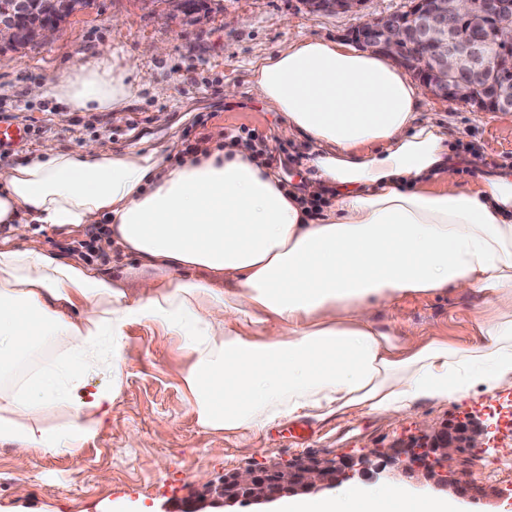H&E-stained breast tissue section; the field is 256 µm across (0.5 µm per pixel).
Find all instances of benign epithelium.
I'll return each instance as SVG.
<instances>
[{
	"instance_id": "1",
	"label": "benign epithelium",
	"mask_w": 512,
	"mask_h": 512,
	"mask_svg": "<svg viewBox=\"0 0 512 512\" xmlns=\"http://www.w3.org/2000/svg\"><path fill=\"white\" fill-rule=\"evenodd\" d=\"M167 18L190 16L220 0H138ZM366 0H302L311 15L358 12ZM84 11L78 0H0V52L46 43ZM361 48L391 58L432 96L486 112H512V0H409L406 10L365 18L351 33ZM486 429L473 418L426 425L420 435L388 448L329 457L307 455L224 476L213 491L203 484L205 508L217 493L224 504H261L291 493H311L388 467L421 474L435 486L473 502L488 498L472 477Z\"/></svg>"
}]
</instances>
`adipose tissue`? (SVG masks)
Instances as JSON below:
<instances>
[{
    "mask_svg": "<svg viewBox=\"0 0 512 512\" xmlns=\"http://www.w3.org/2000/svg\"><path fill=\"white\" fill-rule=\"evenodd\" d=\"M131 63L101 50L33 97L120 112ZM250 83L309 139L305 193L247 143L171 165L158 152L42 148L0 171V445L78 453L108 424L128 329L178 337L202 428L228 435L288 418H397L512 382V168L458 188L448 131L419 120V86L388 58L296 35ZM109 224L150 269L137 296L102 270L15 245L30 225ZM480 295V342L400 338L375 313L410 296ZM103 372L108 384L90 383ZM275 512H452L449 497L344 483Z\"/></svg>",
    "mask_w": 512,
    "mask_h": 512,
    "instance_id": "obj_1",
    "label": "adipose tissue"
}]
</instances>
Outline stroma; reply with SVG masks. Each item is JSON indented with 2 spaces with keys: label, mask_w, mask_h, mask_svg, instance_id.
<instances>
[{
  "label": "stroma",
  "mask_w": 512,
  "mask_h": 512,
  "mask_svg": "<svg viewBox=\"0 0 512 512\" xmlns=\"http://www.w3.org/2000/svg\"><path fill=\"white\" fill-rule=\"evenodd\" d=\"M72 18L53 41L0 54V127L28 133L0 154L7 169L53 143L68 151L88 142L116 151L130 146L184 150L220 136L262 146L290 186L305 191L310 169L306 138L287 131L282 115L259 100L249 83L250 65L276 53L290 36L347 40L363 16L403 11L407 0H367L362 13L309 15L300 0H222L196 21L166 19L138 0H96ZM242 26H233V19ZM163 43L155 56L147 46ZM111 47L136 64V96L122 112H73L54 99H38L30 87L51 72L70 70ZM234 87L227 96L226 87ZM420 118L448 129L459 148L478 159L464 163L459 187L477 182L494 166H512V114L483 112L461 102L424 95ZM32 238L66 257L88 258L87 231L32 225ZM480 297L448 292L412 297L381 310L379 323L411 333H433L456 343L477 342ZM191 364L176 337L151 325L131 327L124 353L121 394L112 418L80 453L16 455L0 447V512H186L203 483L220 485L225 474L262 467L295 456L342 455L387 447L425 425L477 416L486 427L489 449L482 465L512 464V385L478 391L448 402L422 401L406 415L383 418L366 413L310 421L311 437L298 442L292 421L227 438L203 430L190 409L183 376Z\"/></svg>",
  "instance_id": "obj_1"
}]
</instances>
